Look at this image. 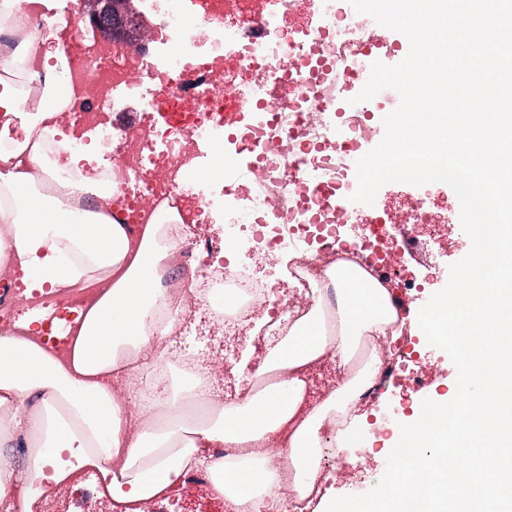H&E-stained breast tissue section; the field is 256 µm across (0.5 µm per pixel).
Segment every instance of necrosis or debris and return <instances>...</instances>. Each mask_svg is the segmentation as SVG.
Segmentation results:
<instances>
[{"label":"necrosis or debris","mask_w":512,"mask_h":512,"mask_svg":"<svg viewBox=\"0 0 512 512\" xmlns=\"http://www.w3.org/2000/svg\"><path fill=\"white\" fill-rule=\"evenodd\" d=\"M146 39L129 45L102 43L91 36L75 0L31 16L26 0H15L13 25L26 35L45 25L65 32L61 46L68 84L86 91L62 112L59 130L69 137L66 153L41 157L35 169L48 180H67L65 154L96 155L111 146L117 188L112 209L131 229L149 223L155 207L176 210L167 223L180 264L161 275L169 293H182V305L157 310L154 330L185 334L188 320L204 314L210 326L237 334L258 325L259 336L283 338L307 315L313 290L338 259L365 262L371 271L392 265L395 244L408 228L431 223L426 201L411 206L401 224L387 223L376 208L350 209L356 189L350 168L371 132L369 114L376 100L348 109L347 101L368 63L393 53L387 32L354 11L347 0H196L194 25L181 20L182 0H140ZM128 97L138 99L141 120L116 131L108 115ZM216 144L215 162L224 183L207 185L206 173L186 170L200 145ZM198 179L203 192L185 194L180 183ZM201 210L224 213V231L208 232L196 219ZM358 223L359 241L340 248L336 227ZM261 255L288 251L290 290L259 280L249 266L225 264L227 242ZM223 305H213L214 297ZM404 337L382 345L378 371L362 395L375 400L395 379L401 390L421 388L423 373L402 370ZM194 381L185 398L189 419H206L223 403L213 389L204 350L191 358L168 354Z\"/></svg>","instance_id":"necrosis-or-debris-1"}]
</instances>
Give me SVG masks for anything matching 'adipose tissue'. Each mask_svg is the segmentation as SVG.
Segmentation results:
<instances>
[{"mask_svg":"<svg viewBox=\"0 0 512 512\" xmlns=\"http://www.w3.org/2000/svg\"><path fill=\"white\" fill-rule=\"evenodd\" d=\"M15 39L13 61L43 86L27 101L0 80V113L17 118L21 141L0 149V254L22 272L28 292L97 289L79 310L69 352L58 356L36 340L47 313L29 311L23 335L0 336V446L16 435L35 438L38 448L25 475L0 469V502L10 512H40L56 492L79 484L86 471L100 476L98 494L112 512H143L146 502L168 497L195 466L209 464L213 489L232 507L252 504L275 512L271 491L280 480L269 461L289 455L292 488L310 495L318 467L321 433L342 426L356 438L354 411L373 374L348 364L362 341L381 345L400 312L390 288L371 273L340 259L318 290L315 305L336 313L335 336H325L316 315L297 322L288 338L267 347L262 362L246 354L239 372L282 370L286 379L231 408L217 407L207 422L191 429L155 425L156 406L131 401L142 382L140 365L163 374L166 336L147 332V318L166 301L159 288L161 266L176 267L163 225H143L130 234L113 218L112 193L80 173L64 182L38 180L30 167L49 148L65 105L55 92L62 80L50 61L58 31ZM472 260L466 271L415 322L421 333L439 331L454 342L458 378L450 396L419 409L395 433L386 496L360 503H323L322 512H432L453 499L458 512H491L512 504V477L505 474L512 440V384L502 381L505 314H512V233L496 224L469 230ZM345 374L321 394L308 379L325 359ZM235 452L210 462V449Z\"/></svg>","mask_w":512,"mask_h":512,"instance_id":"adipose-tissue-1","label":"adipose tissue"}]
</instances>
